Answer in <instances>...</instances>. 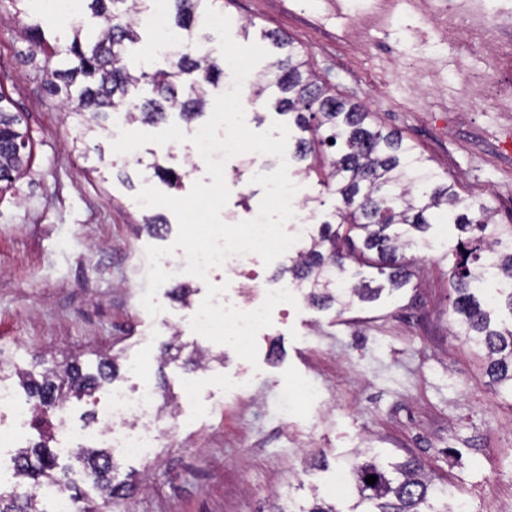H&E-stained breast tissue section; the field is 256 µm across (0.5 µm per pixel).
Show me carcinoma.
Listing matches in <instances>:
<instances>
[{
    "instance_id": "cac0c4a2",
    "label": "carcinoma",
    "mask_w": 512,
    "mask_h": 512,
    "mask_svg": "<svg viewBox=\"0 0 512 512\" xmlns=\"http://www.w3.org/2000/svg\"><path fill=\"white\" fill-rule=\"evenodd\" d=\"M96 18L92 31L72 28L62 50H50L42 71L50 96L69 105L80 117V136L104 128L116 112L135 107L130 123L156 125L176 111L190 122L203 115L210 87L224 76L216 59L200 54L196 28L205 20L206 7L221 0H170L171 16L181 42L173 54H162L163 64L153 60L130 68L129 46L139 40L140 16L150 0H86ZM263 36L279 50L252 85V95L278 92L274 108L293 117L301 135L293 137L292 162L303 163L305 177L336 196L331 219L322 222L318 236L310 237L302 250L289 258L283 269L306 300L320 310L342 314L354 301L370 303L384 290L372 281H352L348 263L354 262L386 276L391 289L405 287L414 272L415 258L406 250L418 245L415 233L432 224L452 223L466 238L455 247L450 279L456 292L453 311L459 316L460 335L482 354L487 372L512 394V323L499 326L492 313L503 306L512 315V225L486 233L490 209L478 200L461 198L456 184L436 173L414 147L398 133L379 126L368 110L338 97L317 83L299 46L273 31ZM334 143H328V140ZM28 129L22 114L0 92V190L13 187L27 169L31 153ZM153 175L171 187L180 175L155 161ZM495 276L497 298L481 304L475 297L487 271ZM117 357L99 358L97 374L83 371L79 359L43 363L35 375L17 377L35 407L49 408L73 397L91 396L102 383L114 380ZM22 481L32 491L42 486H61L51 474L56 454L45 442L18 449ZM78 460L94 477L103 500L123 496L132 487L112 483L118 463L112 449L80 452ZM377 476L375 484L366 477ZM358 500L351 512H451L448 497L410 461L385 465L371 459L358 464L351 474ZM0 512H46L39 497L21 498L0 492Z\"/></svg>"
}]
</instances>
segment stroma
<instances>
[{
	"instance_id": "obj_1",
	"label": "stroma",
	"mask_w": 512,
	"mask_h": 512,
	"mask_svg": "<svg viewBox=\"0 0 512 512\" xmlns=\"http://www.w3.org/2000/svg\"><path fill=\"white\" fill-rule=\"evenodd\" d=\"M336 19L327 0H234L226 6L241 45L266 47L273 30L293 39L311 71L336 94L365 104L374 120L401 134L461 196L490 207L491 221L512 224V58L490 60L471 41L441 43L436 25L414 10L388 13L369 0H348ZM247 33H239L242 23ZM34 46L10 5L0 6V91L23 113L31 136L30 171L0 194V381L17 385L16 370L40 372L42 359L79 357L95 372L98 355L118 357L116 385L160 393L193 384L198 404L160 450L154 463L121 461L113 483L136 491L101 503L91 479L82 496L101 512H276L288 501L322 502L349 512L352 492L329 493L338 467L363 456L416 461L435 483L470 498L477 512H512V396L502 395L451 310V251L458 231L434 224L415 251L410 283L344 314L305 302L275 307L273 323L257 335L258 362L223 344H211L208 369L183 361L160 365L161 345L193 347L180 317L199 308L207 284H227L228 303L241 295L284 287L285 258L251 264L255 277L215 269L208 281L184 275L165 282L150 315L141 304L150 246H172L177 224L157 238L140 222L135 196L160 187L150 165L177 171L174 197L194 182L210 183L189 137L201 120L180 122L187 139L148 143L114 153L106 132L76 141L77 120L45 90ZM484 73L485 95L462 106L457 71ZM242 192H231L225 223L250 219L263 189L250 172L226 168ZM190 288L188 302L173 292ZM251 382L253 401L229 391L236 377ZM309 381L312 396L282 399L287 385Z\"/></svg>"
}]
</instances>
